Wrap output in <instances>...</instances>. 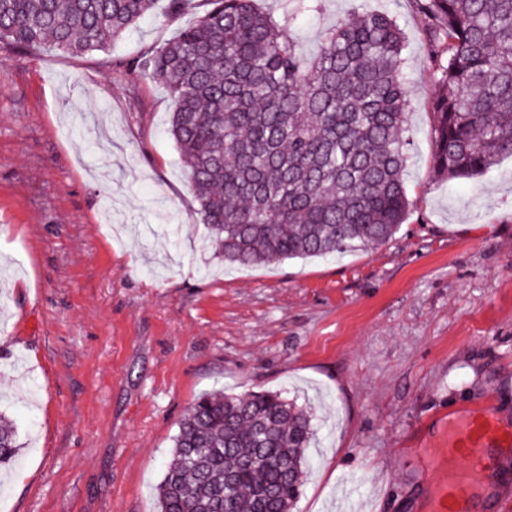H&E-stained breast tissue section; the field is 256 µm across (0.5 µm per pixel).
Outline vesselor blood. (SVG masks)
<instances>
[{"label":"vessel or blood","mask_w":512,"mask_h":512,"mask_svg":"<svg viewBox=\"0 0 512 512\" xmlns=\"http://www.w3.org/2000/svg\"><path fill=\"white\" fill-rule=\"evenodd\" d=\"M511 443L512 433L502 429L491 406L473 412L457 426L448 450L446 512H470L473 497L500 476L498 448Z\"/></svg>","instance_id":"vessel-or-blood-1"}]
</instances>
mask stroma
<instances>
[{
	"label": "stroma",
	"mask_w": 512,
	"mask_h": 512,
	"mask_svg": "<svg viewBox=\"0 0 512 512\" xmlns=\"http://www.w3.org/2000/svg\"><path fill=\"white\" fill-rule=\"evenodd\" d=\"M207 8L159 0L81 55L0 50V412L21 443L0 512H156L178 423L213 390L311 414L292 512H430L449 413L492 404L512 427V158L438 177L416 0H322L297 21L303 59L357 10L405 34L410 213L340 258L225 265L168 134L171 99L135 68Z\"/></svg>",
	"instance_id": "stroma-1"
}]
</instances>
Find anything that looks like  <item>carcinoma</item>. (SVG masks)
Returning a JSON list of instances; mask_svg holds the SVG:
<instances>
[{
	"label": "carcinoma",
	"instance_id": "obj_1",
	"mask_svg": "<svg viewBox=\"0 0 512 512\" xmlns=\"http://www.w3.org/2000/svg\"><path fill=\"white\" fill-rule=\"evenodd\" d=\"M209 9L140 65L173 102L168 131L215 253L250 267L391 240L411 202L405 38L357 11L304 66L294 17L253 0ZM156 0H0V49L105 48ZM440 86L433 168L480 176L512 157V0H418ZM307 409L269 391L200 396L181 419L158 512H291L314 440ZM20 450L0 412V465Z\"/></svg>",
	"mask_w": 512,
	"mask_h": 512
}]
</instances>
